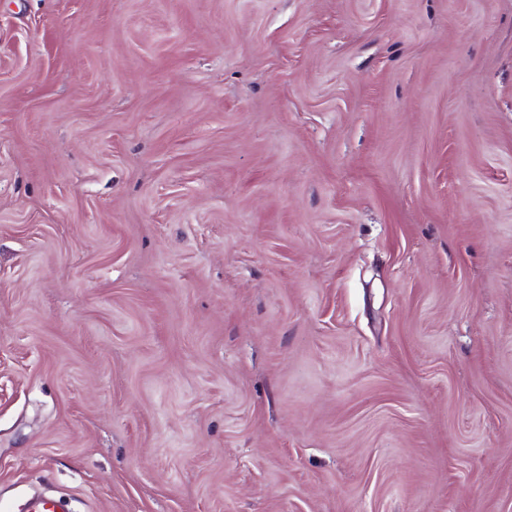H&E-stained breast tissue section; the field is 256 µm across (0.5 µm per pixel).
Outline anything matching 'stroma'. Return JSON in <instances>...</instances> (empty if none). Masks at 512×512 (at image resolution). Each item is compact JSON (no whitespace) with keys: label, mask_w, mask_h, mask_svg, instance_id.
Returning <instances> with one entry per match:
<instances>
[{"label":"stroma","mask_w":512,"mask_h":512,"mask_svg":"<svg viewBox=\"0 0 512 512\" xmlns=\"http://www.w3.org/2000/svg\"><path fill=\"white\" fill-rule=\"evenodd\" d=\"M0 491L512 512V0H0Z\"/></svg>","instance_id":"35a3bbf8"}]
</instances>
